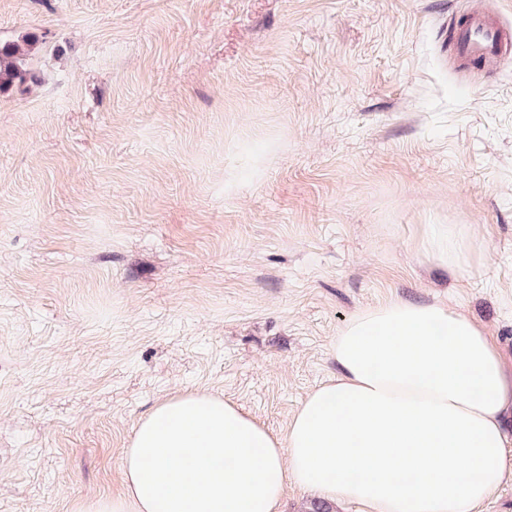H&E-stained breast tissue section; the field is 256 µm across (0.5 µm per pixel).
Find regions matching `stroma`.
<instances>
[{"label":"stroma","mask_w":512,"mask_h":512,"mask_svg":"<svg viewBox=\"0 0 512 512\" xmlns=\"http://www.w3.org/2000/svg\"><path fill=\"white\" fill-rule=\"evenodd\" d=\"M512 0H0V512L125 491L161 399L283 434L333 341L444 302L512 368V59L448 29ZM466 259L427 249L431 225ZM31 49H23L19 44L0 45V92L15 84L36 82L38 75L27 57Z\"/></svg>","instance_id":"stroma-1"}]
</instances>
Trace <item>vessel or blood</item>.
<instances>
[{"instance_id": "b4317fda", "label": "vessel or blood", "mask_w": 512, "mask_h": 512, "mask_svg": "<svg viewBox=\"0 0 512 512\" xmlns=\"http://www.w3.org/2000/svg\"><path fill=\"white\" fill-rule=\"evenodd\" d=\"M454 54L460 66L479 64L497 70L502 61L512 57V27L494 15L471 12L454 33Z\"/></svg>"}]
</instances>
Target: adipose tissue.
Segmentation results:
<instances>
[{
  "instance_id": "ef3b65f1",
  "label": "adipose tissue",
  "mask_w": 512,
  "mask_h": 512,
  "mask_svg": "<svg viewBox=\"0 0 512 512\" xmlns=\"http://www.w3.org/2000/svg\"><path fill=\"white\" fill-rule=\"evenodd\" d=\"M333 355L281 436L193 389L156 404L124 450V495L81 512H278L291 483L363 512H473L501 485L512 373L478 323L394 301L352 316Z\"/></svg>"
}]
</instances>
